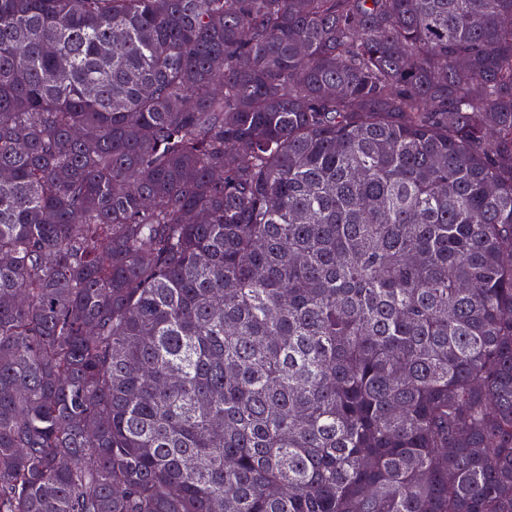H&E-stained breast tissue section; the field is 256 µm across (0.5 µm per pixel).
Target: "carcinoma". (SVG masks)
Returning a JSON list of instances; mask_svg holds the SVG:
<instances>
[{"label":"carcinoma","instance_id":"obj_1","mask_svg":"<svg viewBox=\"0 0 512 512\" xmlns=\"http://www.w3.org/2000/svg\"><path fill=\"white\" fill-rule=\"evenodd\" d=\"M0 512H512V0H0Z\"/></svg>","mask_w":512,"mask_h":512}]
</instances>
